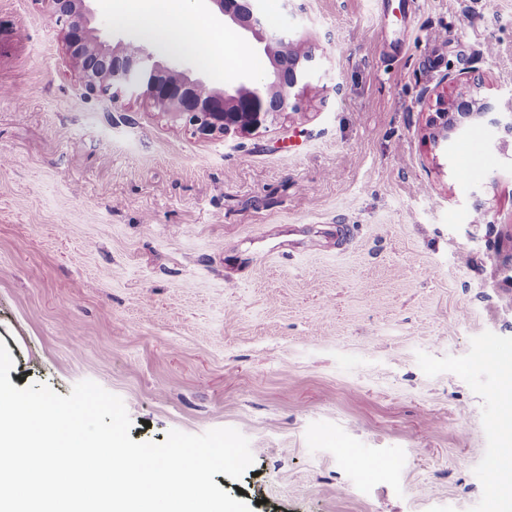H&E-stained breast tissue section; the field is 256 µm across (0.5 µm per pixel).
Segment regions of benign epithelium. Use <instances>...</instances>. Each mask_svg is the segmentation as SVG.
Masks as SVG:
<instances>
[{"label":"benign epithelium","mask_w":512,"mask_h":512,"mask_svg":"<svg viewBox=\"0 0 512 512\" xmlns=\"http://www.w3.org/2000/svg\"><path fill=\"white\" fill-rule=\"evenodd\" d=\"M50 19L60 28L72 65L89 93L117 102L125 96L143 97L174 117H187L203 135L230 130L254 131L285 112L299 110V101L313 77L315 51L288 28L269 29L262 13L247 0H212L224 16L253 34L272 56L273 74L251 85L229 90L210 89L189 72L163 67L146 48L128 42L120 59L110 58L91 37L92 14L86 0H42ZM512 136V98L497 102L460 95L444 103L432 118L433 142L451 148L454 137L477 119Z\"/></svg>","instance_id":"1"}]
</instances>
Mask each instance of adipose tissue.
<instances>
[{"label":"adipose tissue","mask_w":512,"mask_h":512,"mask_svg":"<svg viewBox=\"0 0 512 512\" xmlns=\"http://www.w3.org/2000/svg\"><path fill=\"white\" fill-rule=\"evenodd\" d=\"M161 8L177 19V27L157 20ZM110 9L113 22L135 26L142 40L173 52L201 54L206 68L223 71L228 59L224 28L207 13L193 10L190 0H112Z\"/></svg>","instance_id":"ef3b65f1"}]
</instances>
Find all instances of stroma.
<instances>
[{
    "label": "stroma",
    "instance_id": "obj_1",
    "mask_svg": "<svg viewBox=\"0 0 512 512\" xmlns=\"http://www.w3.org/2000/svg\"><path fill=\"white\" fill-rule=\"evenodd\" d=\"M106 51L135 40L90 0ZM319 46L301 111L205 137L86 93L41 0H0V341L19 389L92 380L133 441L233 427L254 463L216 485L252 512H489L512 434V160L465 93H512V0H259ZM224 73L156 44L224 90ZM493 164L460 181L471 144ZM486 216L476 221L475 208ZM394 469L377 472L384 459ZM442 104L444 107L435 113L431 121L434 127L432 139L436 145L446 144V150H450L454 137L461 134L469 122L490 117L489 124L510 135L512 147L511 97L489 102L460 95Z\"/></svg>",
    "mask_w": 512,
    "mask_h": 512
}]
</instances>
